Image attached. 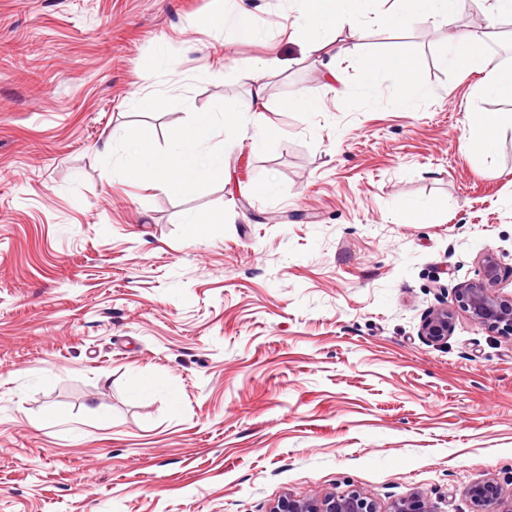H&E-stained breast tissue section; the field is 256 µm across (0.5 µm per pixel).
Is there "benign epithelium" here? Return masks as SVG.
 I'll return each instance as SVG.
<instances>
[{
  "mask_svg": "<svg viewBox=\"0 0 512 512\" xmlns=\"http://www.w3.org/2000/svg\"><path fill=\"white\" fill-rule=\"evenodd\" d=\"M483 269L482 278L468 282L454 290L456 305L442 300L426 312L421 320L419 336L428 344L443 345L454 329L456 310L460 307L470 319L487 326L503 336L512 335V295L503 296L496 291L499 282V264L494 254L484 252L479 256ZM471 512H512V504L501 486L485 481L469 489ZM269 512H379L376 502L357 491L337 495L324 493L310 498L282 496ZM389 512H431L426 499L416 496L392 503Z\"/></svg>",
  "mask_w": 512,
  "mask_h": 512,
  "instance_id": "benign-epithelium-1",
  "label": "benign epithelium"
}]
</instances>
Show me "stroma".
<instances>
[{
	"mask_svg": "<svg viewBox=\"0 0 512 512\" xmlns=\"http://www.w3.org/2000/svg\"><path fill=\"white\" fill-rule=\"evenodd\" d=\"M303 4L236 0L256 30L238 45L215 0H0V512H269L349 491L471 512L470 486L512 490V337L462 311L447 344L419 335L482 252L512 295V125L488 154L462 145L512 100L456 61L492 25L485 56L512 68V15L476 0L394 29L392 0H371L337 22L330 63L294 33ZM394 50L411 111L394 72L364 86L363 60ZM248 58L280 62L265 126L212 140L224 173L204 188L150 189L98 153L116 129L164 150L193 113L245 109ZM301 90L317 111L289 107ZM435 201L437 223L406 219Z\"/></svg>",
	"mask_w": 512,
	"mask_h": 512,
	"instance_id": "35a3bbf8",
	"label": "stroma"
}]
</instances>
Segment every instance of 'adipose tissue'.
<instances>
[{
	"instance_id": "adipose-tissue-1",
	"label": "adipose tissue",
	"mask_w": 512,
	"mask_h": 512,
	"mask_svg": "<svg viewBox=\"0 0 512 512\" xmlns=\"http://www.w3.org/2000/svg\"><path fill=\"white\" fill-rule=\"evenodd\" d=\"M367 3L368 0H307L305 10L297 17L294 26L309 52L322 53L331 45L327 33L335 20L354 19L366 9ZM398 3V10L383 18L387 26L402 27L416 20L449 17L459 6V0H398ZM483 45V35H461L458 45L460 63L468 65L483 61V90L512 99V69L484 62ZM362 67L369 84L380 70L397 71L404 81L397 103L405 109L413 106L415 90L410 82L411 64L404 53L371 57ZM218 129L219 124L212 114L198 113L190 122L173 130L169 150H158L147 140L137 141L124 159L127 179L163 191L202 185L223 169L222 156L207 151V145L215 138Z\"/></svg>"
}]
</instances>
